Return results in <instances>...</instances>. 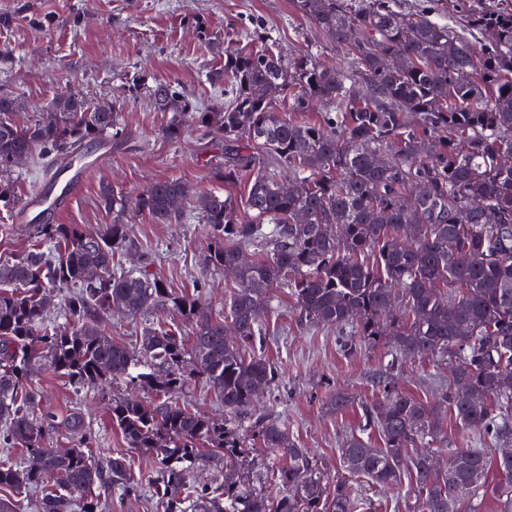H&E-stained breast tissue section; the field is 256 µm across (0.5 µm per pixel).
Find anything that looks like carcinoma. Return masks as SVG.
<instances>
[{"instance_id": "carcinoma-1", "label": "carcinoma", "mask_w": 512, "mask_h": 512, "mask_svg": "<svg viewBox=\"0 0 512 512\" xmlns=\"http://www.w3.org/2000/svg\"><path fill=\"white\" fill-rule=\"evenodd\" d=\"M466 2L467 26L483 37L476 44L399 0H292L349 51L346 63L327 67L312 51L291 60L226 51L224 72L208 77L219 89L231 76L220 112L175 82L145 87L173 113L167 137L193 125L224 141L214 176L244 182V192L198 194L165 179L134 199L104 186L102 201L158 224L195 217L208 225L202 266L235 270V289L214 315L149 272L154 257L128 225L91 233L34 216L32 248L0 264V489L35 500L38 512H103L95 488L126 498L141 491L125 455L95 460L81 412L41 408L32 381L49 370L78 390L120 384L147 394L112 399L109 421L155 462L148 486L161 512H363L352 482L393 487L406 473L413 512H476L474 500L488 495L499 512H512V458L454 448L442 475L430 462L434 445L448 441L450 413L478 436L512 445V6ZM315 102L325 107L319 122L298 119ZM122 107L116 100L102 110L70 92L21 125L17 99L0 93V203L16 201L14 158L49 170L89 144L118 142ZM131 252L139 265L114 261ZM275 288L288 289L302 322L347 333L352 348L385 347L393 364L438 358L454 387L423 401L385 378L336 464L298 447L282 420L252 413L256 388L278 377L255 350ZM48 293L62 298V324L44 307ZM115 309L144 320L135 344L101 328ZM170 316L191 326V339L166 328ZM228 325L237 338L225 339ZM197 383L224 405V422L180 403ZM60 429L74 437L63 454L50 445ZM373 432L383 446L372 444ZM246 439L284 462L238 467ZM335 465L343 475L331 474ZM493 466L504 479L491 486ZM203 467L208 482L196 477Z\"/></svg>"}]
</instances>
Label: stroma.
Segmentation results:
<instances>
[{
	"instance_id": "35a3bbf8",
	"label": "stroma",
	"mask_w": 512,
	"mask_h": 512,
	"mask_svg": "<svg viewBox=\"0 0 512 512\" xmlns=\"http://www.w3.org/2000/svg\"><path fill=\"white\" fill-rule=\"evenodd\" d=\"M4 13L13 21L0 27V93L17 97L20 120L36 118L47 102L71 91L93 101L124 102L119 118L125 141L113 145L106 159L100 146H90L88 178L69 206L48 215L52 223L87 231L113 220L99 198L104 183L132 197L165 179L182 180L199 193L225 190L213 176L224 159L223 142L194 128L179 140L166 138L170 113L132 92L135 79L176 81L189 97L217 111L224 98L208 76L223 70L225 50L265 47L294 57L314 47L330 67L348 57L347 50L329 45L308 19L294 14L291 0H0ZM127 220L131 235L155 257L150 273L184 295L204 282V305L223 309L234 279L203 270L207 225L157 224L135 211ZM273 304L262 351L278 367L279 378L254 410L285 421L299 447L328 461L336 460L342 439L357 430L362 405L382 375L428 400L452 384L447 368L433 360L392 368L384 348L348 350L338 330L302 323L286 289L274 290ZM33 387L41 407L59 414L80 408L100 459L124 452L135 474H152L153 459L127 449L109 423L111 390L79 391L48 371L34 378ZM339 391L349 395L350 404L339 412L328 410V398ZM356 489L371 502L370 512H409L414 493L407 478L391 489L361 483Z\"/></svg>"
}]
</instances>
